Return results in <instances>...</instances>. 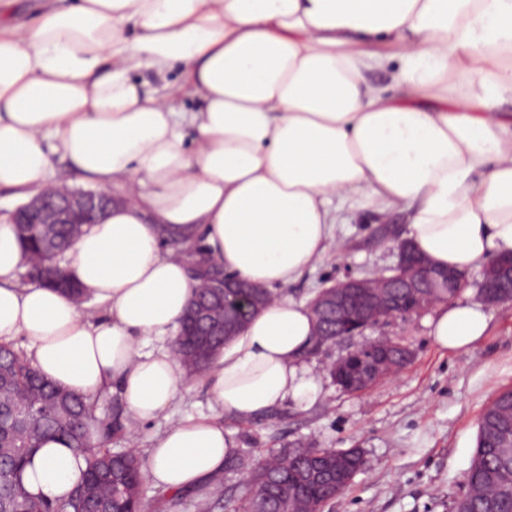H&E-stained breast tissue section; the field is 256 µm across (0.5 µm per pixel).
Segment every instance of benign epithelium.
<instances>
[{
	"mask_svg": "<svg viewBox=\"0 0 512 512\" xmlns=\"http://www.w3.org/2000/svg\"><path fill=\"white\" fill-rule=\"evenodd\" d=\"M117 202L107 190L50 189L17 207L11 213L14 224H90L110 205ZM512 269V258L501 260L494 270L483 273L478 283L480 300L496 306L505 302L500 291V273ZM465 276L460 272L439 269L424 258L414 255L406 246L398 249V263L391 269V275L372 278H355L346 275L331 287L324 289L312 303L311 309L318 326L319 335L323 330V314L333 310L341 319L339 329L342 336H360L374 324L390 322L401 316L394 309L393 288H402L413 297V306L406 314L422 315L436 303V289L461 288ZM412 352L404 350L400 364L381 356L375 359H360L353 381L360 386L368 379H382L407 364ZM348 454L338 453L326 459L318 457L309 460L304 477L313 479L321 471H329L336 477V485L349 483L356 476L355 468L348 465Z\"/></svg>",
	"mask_w": 512,
	"mask_h": 512,
	"instance_id": "1",
	"label": "benign epithelium"
}]
</instances>
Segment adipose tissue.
I'll return each mask as SVG.
<instances>
[{
	"instance_id": "ef3b65f1",
	"label": "adipose tissue",
	"mask_w": 512,
	"mask_h": 512,
	"mask_svg": "<svg viewBox=\"0 0 512 512\" xmlns=\"http://www.w3.org/2000/svg\"><path fill=\"white\" fill-rule=\"evenodd\" d=\"M403 64L392 96L368 72ZM182 70L195 109L178 112L131 72ZM512 0H70L33 24L0 22V188H51L52 155L122 198L67 254L105 311L16 273L15 228L0 219V342L17 336L49 381L93 397L118 388L132 423L162 415L185 386L167 341L198 286L162 231L269 290L328 253L345 208L407 211L406 237L441 268L512 255ZM193 128L192 148L184 130ZM441 349L480 340L477 303H441ZM306 303L275 296L214 359L209 392L251 419L314 401L302 357ZM233 442L186 417L158 435L146 472L165 493L211 489ZM85 464L45 442L27 488L66 494Z\"/></svg>"
}]
</instances>
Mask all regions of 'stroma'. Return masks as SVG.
I'll return each mask as SVG.
<instances>
[{"label":"stroma","mask_w":512,"mask_h":512,"mask_svg":"<svg viewBox=\"0 0 512 512\" xmlns=\"http://www.w3.org/2000/svg\"><path fill=\"white\" fill-rule=\"evenodd\" d=\"M340 225L337 249L281 296L310 301L316 291L345 274L364 277L393 268L407 215L355 211ZM486 335L461 352L439 349L430 336L429 314L365 330V339L389 336L413 353L410 363L361 393L332 383L326 368L344 347L335 344L306 366L319 380L313 403H286L247 421L216 407L204 380L187 381L168 413L141 424L114 448L146 452L153 440L188 417L220 420L236 449L286 452L295 443L319 448H359L366 465L324 512H452L476 448L478 420L498 392L512 387V304L487 307Z\"/></svg>","instance_id":"obj_1"}]
</instances>
